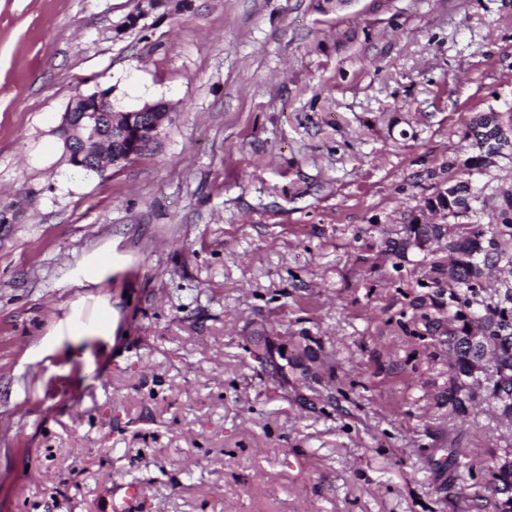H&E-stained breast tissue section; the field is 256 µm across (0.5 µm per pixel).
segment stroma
<instances>
[{
    "label": "stroma",
    "instance_id": "1",
    "mask_svg": "<svg viewBox=\"0 0 512 512\" xmlns=\"http://www.w3.org/2000/svg\"><path fill=\"white\" fill-rule=\"evenodd\" d=\"M317 3L0 0V512H457L444 447L512 431L400 371L369 248L512 108V0ZM98 90L170 108L104 177L57 133ZM261 326L320 338L347 414L261 381Z\"/></svg>",
    "mask_w": 512,
    "mask_h": 512
}]
</instances>
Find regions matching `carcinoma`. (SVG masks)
<instances>
[{"mask_svg": "<svg viewBox=\"0 0 512 512\" xmlns=\"http://www.w3.org/2000/svg\"><path fill=\"white\" fill-rule=\"evenodd\" d=\"M505 130L512 131V109L475 113L460 154L432 172L423 206L399 224L380 227L374 269L403 297L386 325L446 366L436 404L461 418L484 404L512 427V184L479 182L512 163ZM434 213L448 222L433 223ZM347 400L342 386L329 380L309 408L343 413ZM448 468L456 473L448 497L468 502L465 512H512V439L487 468L450 448ZM458 478L488 486L490 497L467 496Z\"/></svg>", "mask_w": 512, "mask_h": 512, "instance_id": "carcinoma-1", "label": "carcinoma"}]
</instances>
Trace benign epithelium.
Segmentation results:
<instances>
[{
	"instance_id": "obj_1",
	"label": "benign epithelium",
	"mask_w": 512,
	"mask_h": 512,
	"mask_svg": "<svg viewBox=\"0 0 512 512\" xmlns=\"http://www.w3.org/2000/svg\"><path fill=\"white\" fill-rule=\"evenodd\" d=\"M163 2L165 0H139L137 11L126 19L119 32L137 27ZM168 120L169 113L156 105L114 112L110 95L97 91L78 96L65 112L59 132L69 163L76 168L92 169L103 177L109 170L132 161L136 150L151 146ZM268 348L277 365L302 378L309 390L316 389V379L302 375L309 361L300 354L293 339L262 337L254 356L265 367L268 366Z\"/></svg>"
}]
</instances>
